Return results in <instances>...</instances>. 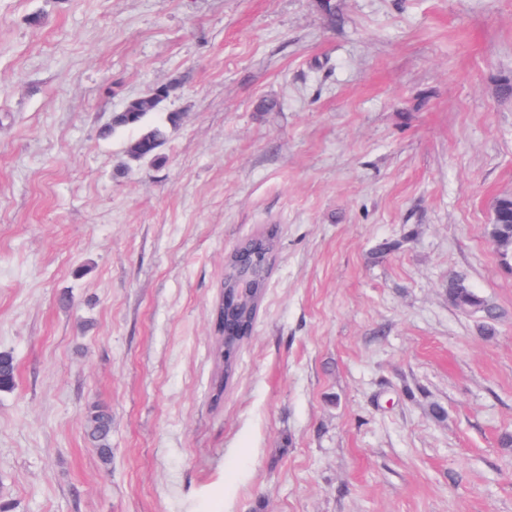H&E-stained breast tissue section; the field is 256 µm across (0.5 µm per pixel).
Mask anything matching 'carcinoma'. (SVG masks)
<instances>
[{
    "label": "carcinoma",
    "mask_w": 512,
    "mask_h": 512,
    "mask_svg": "<svg viewBox=\"0 0 512 512\" xmlns=\"http://www.w3.org/2000/svg\"><path fill=\"white\" fill-rule=\"evenodd\" d=\"M178 88V82L165 85L163 91L153 87L129 99L123 110L112 113L109 122L101 130L107 137L117 131L135 130L137 135L126 146V156L132 161L162 159L160 148L166 142L169 130L181 121L178 112H167L158 122L151 123L149 118L158 113L164 99L170 97ZM489 239L500 257L502 264L512 271V210L500 213L496 222L488 225ZM278 239L275 237L254 236L242 243L241 248L260 247L267 254L276 252ZM251 262L259 268L260 273L254 277L258 286L251 302L242 304L237 298L236 288L239 282V263L232 254L224 262V303H216L212 317H226L230 324L224 329L228 346L239 351L250 338L268 288L270 275L262 258H251ZM448 301L458 310L466 313H479L484 318L483 333L490 338L496 331V324L501 317L498 308L487 299L477 294L460 274L448 276ZM17 364L12 353L0 351V391H10L16 385ZM85 436L97 448L104 461L112 457L111 432L112 417L110 412L101 406L93 408L86 417Z\"/></svg>",
    "instance_id": "carcinoma-1"
}]
</instances>
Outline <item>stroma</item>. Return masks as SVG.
<instances>
[{
    "label": "stroma",
    "instance_id": "35a3bbf8",
    "mask_svg": "<svg viewBox=\"0 0 512 512\" xmlns=\"http://www.w3.org/2000/svg\"><path fill=\"white\" fill-rule=\"evenodd\" d=\"M172 81L162 162L119 169L132 134L100 128ZM507 81L512 0H0V500L512 512V273L486 236ZM272 225L216 402L224 258ZM452 272L502 311L493 338ZM17 364L12 353L0 351V391H10L16 385ZM84 430L85 436L97 448L102 459L109 461L112 457L110 412L101 406L94 407L86 417Z\"/></svg>",
    "mask_w": 512,
    "mask_h": 512
}]
</instances>
